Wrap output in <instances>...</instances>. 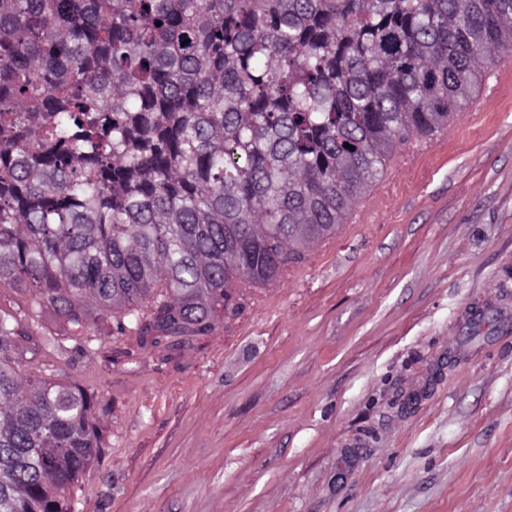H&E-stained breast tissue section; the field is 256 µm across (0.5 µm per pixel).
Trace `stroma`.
<instances>
[{
    "instance_id": "obj_1",
    "label": "stroma",
    "mask_w": 512,
    "mask_h": 512,
    "mask_svg": "<svg viewBox=\"0 0 512 512\" xmlns=\"http://www.w3.org/2000/svg\"><path fill=\"white\" fill-rule=\"evenodd\" d=\"M18 342L98 401L71 512H512V54L211 335Z\"/></svg>"
}]
</instances>
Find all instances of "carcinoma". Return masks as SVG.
Instances as JSON below:
<instances>
[{
    "instance_id": "1",
    "label": "carcinoma",
    "mask_w": 512,
    "mask_h": 512,
    "mask_svg": "<svg viewBox=\"0 0 512 512\" xmlns=\"http://www.w3.org/2000/svg\"><path fill=\"white\" fill-rule=\"evenodd\" d=\"M502 50L512 0H0V287L60 359L114 329L130 361L186 347L336 233ZM47 312L97 334L70 346ZM20 325L0 307V512H71L95 401L18 374Z\"/></svg>"
}]
</instances>
